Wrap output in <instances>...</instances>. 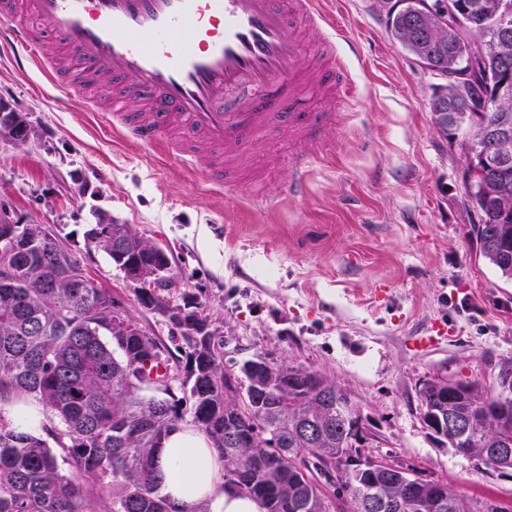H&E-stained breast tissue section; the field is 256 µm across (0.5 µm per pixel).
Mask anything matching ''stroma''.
Instances as JSON below:
<instances>
[{
	"label": "stroma",
	"mask_w": 512,
	"mask_h": 512,
	"mask_svg": "<svg viewBox=\"0 0 512 512\" xmlns=\"http://www.w3.org/2000/svg\"><path fill=\"white\" fill-rule=\"evenodd\" d=\"M360 38L347 54L353 94L344 106L317 92L298 112L342 109L324 133L304 197L285 196L292 137L272 123L224 166L209 189L170 143L146 147L104 124L112 82L84 84L89 110L51 103L48 76L0 55V111L22 116L27 142L0 136V203L40 224L148 334L176 355L186 345L167 316L85 233L129 224L168 254L171 304L191 299L223 341L233 372L262 355L321 373L349 392L365 453L414 467L456 493L512 506V471L478 470L424 423L420 390L441 378L495 392L512 362V283L479 255V215L462 202L460 152L431 122L434 78L387 29L386 0H342ZM475 311L459 312L461 300ZM451 336L426 350L409 339L432 323Z\"/></svg>",
	"instance_id": "stroma-1"
}]
</instances>
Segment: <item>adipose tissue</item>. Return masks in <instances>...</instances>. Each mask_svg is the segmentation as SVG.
<instances>
[{
    "instance_id": "1",
    "label": "adipose tissue",
    "mask_w": 512,
    "mask_h": 512,
    "mask_svg": "<svg viewBox=\"0 0 512 512\" xmlns=\"http://www.w3.org/2000/svg\"><path fill=\"white\" fill-rule=\"evenodd\" d=\"M159 468L162 493L178 512H263L254 500L224 491L223 463L208 437L188 425H178L162 441Z\"/></svg>"
}]
</instances>
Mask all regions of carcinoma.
I'll list each match as a JSON object with an SVG mask.
<instances>
[{
    "label": "carcinoma",
    "mask_w": 512,
    "mask_h": 512,
    "mask_svg": "<svg viewBox=\"0 0 512 512\" xmlns=\"http://www.w3.org/2000/svg\"><path fill=\"white\" fill-rule=\"evenodd\" d=\"M389 8L387 27L404 49L444 80L470 60L472 36L448 25V0H404ZM459 14L483 25L482 0H453ZM435 127L464 144L471 139V113H448V89L434 85L430 100ZM489 139L470 147L466 160L495 158ZM463 203L477 210L473 225L480 255L512 280V164L492 180L464 186ZM86 245L101 249L122 269L129 263L171 270L168 255L128 224H94ZM140 303L168 309L151 288L137 291ZM185 341L186 360L116 307L112 293L77 276L74 261L25 224L0 245V512H90L88 496L118 485L112 512H174L161 494L158 455L162 440L184 415L213 442L224 459V488L258 500L265 512H329L314 469L336 468L347 498L355 503L379 487L385 497L404 492L417 503L402 512H507L484 501L474 504L446 484L416 477L400 464L362 455L359 417L336 385L321 374L261 355L244 360L238 374L224 371L217 336L204 332L194 312L169 316ZM241 379L239 394L225 381ZM454 393L427 383L423 417L452 412L470 422L462 436L444 433L448 446L496 470L490 449L512 446V366L497 376V391L451 382ZM33 401L46 413L41 431L23 430L4 405ZM317 427L312 440L301 429ZM240 437L228 442V432ZM65 459L92 480L84 488L58 464Z\"/></svg>",
    "instance_id": "obj_1"
}]
</instances>
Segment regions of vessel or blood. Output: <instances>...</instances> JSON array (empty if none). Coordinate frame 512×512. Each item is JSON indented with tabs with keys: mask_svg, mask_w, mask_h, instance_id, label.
I'll return each instance as SVG.
<instances>
[{
	"mask_svg": "<svg viewBox=\"0 0 512 512\" xmlns=\"http://www.w3.org/2000/svg\"><path fill=\"white\" fill-rule=\"evenodd\" d=\"M342 10L321 0H0V48L18 67L49 75L55 105L88 106L87 97L43 56L50 34L72 72L105 75L115 85L108 123H119L144 145L169 140L184 166L224 189V162L265 128L271 114L287 113L296 147L285 188L304 196L312 156L305 149L333 114L307 124L292 107L308 90L335 92L344 102L350 73L337 42L356 48ZM144 109L129 113L127 99Z\"/></svg>",
	"mask_w": 512,
	"mask_h": 512,
	"instance_id": "vessel-or-blood-1",
	"label": "vessel or blood"
}]
</instances>
